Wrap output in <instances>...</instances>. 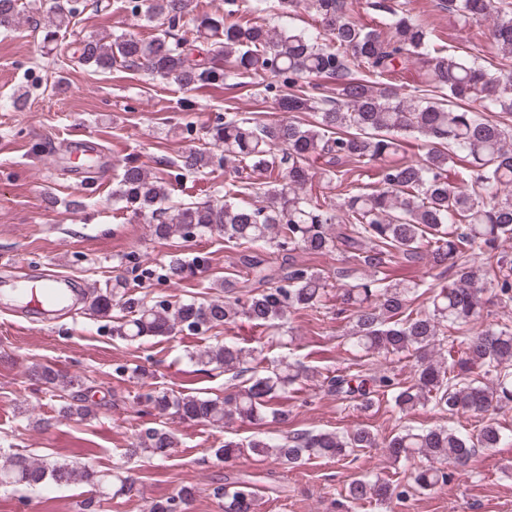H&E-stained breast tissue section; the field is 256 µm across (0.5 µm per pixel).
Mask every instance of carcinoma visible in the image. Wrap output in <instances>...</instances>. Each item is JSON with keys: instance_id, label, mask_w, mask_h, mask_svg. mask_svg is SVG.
Returning <instances> with one entry per match:
<instances>
[{"instance_id": "obj_1", "label": "carcinoma", "mask_w": 512, "mask_h": 512, "mask_svg": "<svg viewBox=\"0 0 512 512\" xmlns=\"http://www.w3.org/2000/svg\"><path fill=\"white\" fill-rule=\"evenodd\" d=\"M128 9L164 27L143 39L120 34L110 41L88 40L77 62L106 72L136 67L180 89L204 87L256 75L271 81L265 97L286 119H263L255 112H224L209 128L206 147L184 152L170 162L174 177L203 169L249 168L276 177L256 187L224 184V196L202 202L173 201L167 182L127 162L112 195L135 214H149L158 239L224 236L242 249L252 277L224 279V298L206 302L125 297L126 279L96 296L89 309L101 317L114 304L125 311L116 334L142 341L176 332L208 331L243 319L266 331L283 328L295 311H315L328 289L336 288V317L349 324L351 349L359 358L416 359L413 376L397 382L386 373L369 375L362 364L325 374L314 366L283 357L258 368L248 359L258 348L227 340L199 351L198 363L214 366L236 382L223 397L175 395L150 388L141 398L159 414L173 411L184 420L228 426L288 421L272 401L296 386L310 384L324 394L352 399L362 410L379 392L392 395L394 409L408 414L432 406L440 413L470 415L478 428L464 434L455 427L406 426L385 440L397 461L418 460L409 479L395 482L360 477L345 488V501L384 506L418 491L447 485L468 467L480 448L512 442L496 418L512 404V321L477 333L482 293L490 287L512 302V256L499 243L512 240V73L491 71L477 61L448 52L421 18L398 0H368L383 34L355 17L350 0H255L253 18H236L237 0H224V16L185 19L194 0H127ZM313 9L320 27L298 30L288 18L301 5ZM448 7L471 25L493 20L492 38L512 56V0H448ZM79 12L78 0H56L43 26V41H57ZM20 14L19 0H0V27ZM414 83L394 80L410 72ZM426 151L408 157L410 139ZM319 171H314V164ZM347 164L375 169L377 186L355 189L347 183ZM337 190L336 205L308 192L316 174ZM272 249L288 261L275 274L254 255ZM305 251L349 254L363 274L325 273L296 261ZM425 264L431 282L398 277L402 264ZM202 265L170 262L163 278L182 281ZM428 304H417L419 290ZM33 376L52 392L75 380L49 366ZM177 446L168 430L147 427L135 433L127 455L164 459ZM378 447L377 434L357 425L335 432L295 431L245 442L226 440L213 449L226 462L242 455L271 459L286 468L312 459L341 461ZM55 484L91 483L106 488L110 475L68 462H44L16 453L0 463V486L37 489ZM224 512H256L257 494L248 484L224 479L213 488ZM193 498L185 487L173 497L153 501L147 512H184Z\"/></svg>"}]
</instances>
